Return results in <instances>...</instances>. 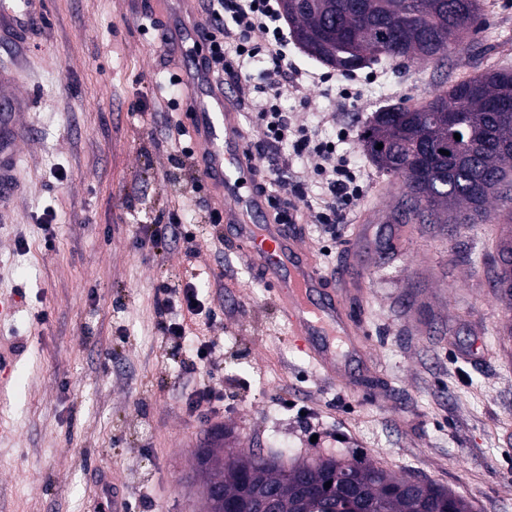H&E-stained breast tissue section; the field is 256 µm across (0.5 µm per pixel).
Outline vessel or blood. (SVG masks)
I'll use <instances>...</instances> for the list:
<instances>
[{
	"mask_svg": "<svg viewBox=\"0 0 512 512\" xmlns=\"http://www.w3.org/2000/svg\"><path fill=\"white\" fill-rule=\"evenodd\" d=\"M163 6L173 23L161 32L159 45L181 66L192 108L187 127L197 146L196 167L215 193L230 242L275 290L297 348L327 380L347 381L344 365L361 352L360 327L347 296L348 290L362 285L354 275L358 258L347 251L332 272H324L304 246L299 226L279 222L258 187V164L246 146L247 133L230 89L193 57L206 33L194 18L193 0H164ZM44 7V0H15L0 5V18L22 27L39 18Z\"/></svg>",
	"mask_w": 512,
	"mask_h": 512,
	"instance_id": "1",
	"label": "vessel or blood"
}]
</instances>
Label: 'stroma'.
<instances>
[{
  "label": "stroma",
  "mask_w": 512,
  "mask_h": 512,
  "mask_svg": "<svg viewBox=\"0 0 512 512\" xmlns=\"http://www.w3.org/2000/svg\"><path fill=\"white\" fill-rule=\"evenodd\" d=\"M483 2L472 49L441 67L384 61L343 74L288 48L319 81L281 109L292 127L335 142L363 188L335 234L303 225L325 268L346 245L360 253L368 336L347 363L354 388L331 384L295 348L269 287L210 224L213 197L194 192L195 162L170 141L186 104L169 93L177 64L158 47L169 21L159 0H45L38 32L0 31V82L21 97L17 186L0 203V296L16 309L0 345L23 350L0 396V512H105L109 482L134 512H201L191 453L214 437L285 462L339 448L436 481L476 512H512V318L483 266L512 227L391 223L398 190L358 142L385 104L512 67V0ZM327 112L335 122L320 123ZM242 121L262 174L303 180L318 211L316 158L288 144L269 152L255 115ZM372 203L379 222L359 224ZM177 207L193 245L139 248V225L166 223ZM179 280L217 314L208 334L224 401L212 411L188 409L205 371L157 330V288Z\"/></svg>",
  "instance_id": "35a3bbf8"
}]
</instances>
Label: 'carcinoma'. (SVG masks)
Listing matches in <instances>:
<instances>
[{
  "label": "carcinoma",
  "instance_id": "obj_1",
  "mask_svg": "<svg viewBox=\"0 0 512 512\" xmlns=\"http://www.w3.org/2000/svg\"><path fill=\"white\" fill-rule=\"evenodd\" d=\"M286 19L302 52L341 73L381 60L442 65L485 22L482 0H305ZM450 115L457 116L452 126ZM359 144L398 183L406 223H512L511 212L493 209L496 200L512 201L511 69H487L419 105L389 104L362 126ZM485 265L493 290L512 302V236L500 239ZM194 459L202 487H224V501L205 498L206 512L250 510L263 492L273 493L275 512H473L455 491L341 451L284 466L211 442Z\"/></svg>",
  "mask_w": 512,
  "mask_h": 512
}]
</instances>
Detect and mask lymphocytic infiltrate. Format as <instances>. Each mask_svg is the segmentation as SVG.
<instances>
[{"mask_svg":"<svg viewBox=\"0 0 512 512\" xmlns=\"http://www.w3.org/2000/svg\"><path fill=\"white\" fill-rule=\"evenodd\" d=\"M277 0H209L211 28L205 38L203 61L216 78L227 83L239 84L248 71L261 69L263 85L259 97L247 100L248 110L256 112L266 129L267 146L279 150L283 142H291L299 156L319 158L317 174L322 190L321 207L315 214L317 223L333 227L339 215L350 207L362 193L358 175L346 156L336 154L329 142L320 139L315 131L292 128L288 115L282 112L279 101L283 86L278 75L289 73L293 88L303 82L313 81L311 72L294 68L288 57V36L283 28L282 16L276 7ZM233 45L235 60H227L225 45ZM159 311L179 309L178 320H162L157 328L164 344L180 347L187 337L188 322L201 315L205 304L199 289L192 282L165 284L159 287ZM214 343L205 337H196L193 353L196 360L209 367L210 385L193 390L188 399L191 409L212 407L223 401V390L214 386L223 376L222 368L212 362Z\"/></svg>","mask_w":512,"mask_h":512,"instance_id":"lymphocytic-infiltrate-1","label":"lymphocytic infiltrate"}]
</instances>
